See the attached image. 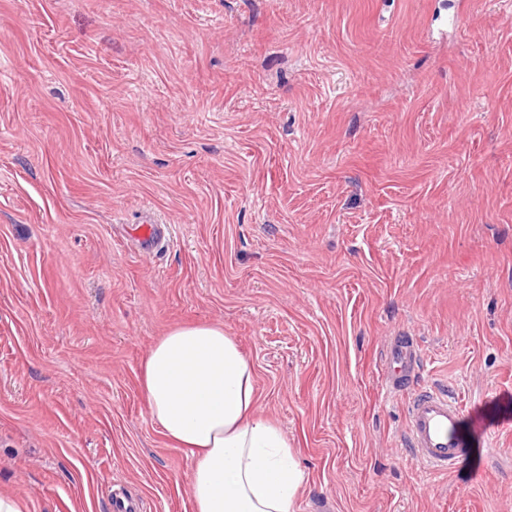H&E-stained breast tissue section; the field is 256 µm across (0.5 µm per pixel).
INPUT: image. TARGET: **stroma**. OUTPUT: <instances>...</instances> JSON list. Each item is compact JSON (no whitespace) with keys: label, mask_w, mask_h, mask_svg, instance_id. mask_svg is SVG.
<instances>
[{"label":"stroma","mask_w":512,"mask_h":512,"mask_svg":"<svg viewBox=\"0 0 512 512\" xmlns=\"http://www.w3.org/2000/svg\"><path fill=\"white\" fill-rule=\"evenodd\" d=\"M201 323L252 362L296 512H512V0H0V493L192 512L143 364ZM397 334L493 459L416 461ZM139 224V232L135 239L140 249L156 251L165 246L166 237L164 229L161 227V224H157L152 216H150L149 210L144 212L142 221Z\"/></svg>","instance_id":"obj_1"}]
</instances>
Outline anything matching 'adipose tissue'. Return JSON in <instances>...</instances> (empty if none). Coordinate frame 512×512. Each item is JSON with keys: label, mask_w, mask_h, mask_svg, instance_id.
<instances>
[{"label": "adipose tissue", "mask_w": 512, "mask_h": 512, "mask_svg": "<svg viewBox=\"0 0 512 512\" xmlns=\"http://www.w3.org/2000/svg\"><path fill=\"white\" fill-rule=\"evenodd\" d=\"M162 433L195 456L193 512H295L305 476L278 426L257 411L255 372L223 326L171 329L144 364Z\"/></svg>", "instance_id": "adipose-tissue-1"}]
</instances>
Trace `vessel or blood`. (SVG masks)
<instances>
[{"label":"vessel or blood","mask_w":512,"mask_h":512,"mask_svg":"<svg viewBox=\"0 0 512 512\" xmlns=\"http://www.w3.org/2000/svg\"><path fill=\"white\" fill-rule=\"evenodd\" d=\"M136 240L145 251L166 243L163 228L149 215L143 216ZM422 368L420 348L413 338L390 337L384 353L385 385L390 397L405 400V441L425 469L445 472L469 454L473 437L463 427L462 406L447 391L433 386L411 388Z\"/></svg>","instance_id":"1"}]
</instances>
